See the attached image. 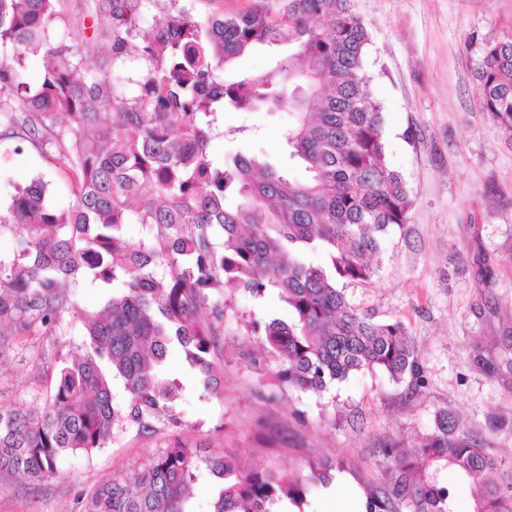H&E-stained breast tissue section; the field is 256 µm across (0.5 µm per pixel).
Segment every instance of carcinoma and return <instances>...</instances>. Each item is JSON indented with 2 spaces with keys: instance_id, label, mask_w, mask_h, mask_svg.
Returning a JSON list of instances; mask_svg holds the SVG:
<instances>
[{
  "instance_id": "cac0c4a2",
  "label": "carcinoma",
  "mask_w": 512,
  "mask_h": 512,
  "mask_svg": "<svg viewBox=\"0 0 512 512\" xmlns=\"http://www.w3.org/2000/svg\"><path fill=\"white\" fill-rule=\"evenodd\" d=\"M56 0H0V124L67 168L72 202L47 199L38 177L15 188L0 227L19 226L13 261H0V334L54 329L81 281L117 292L99 312L79 315L87 351L59 368L39 409L0 404V471L34 480L59 477L61 458L91 455L124 426L177 429L181 392L165 368L178 347L205 392L223 393L213 359L224 335V289L260 299L276 289L288 319L256 317L245 328L278 361L277 378L297 393H321L364 371L424 384L420 356L400 321L378 322L348 303L347 284L377 273L372 259L390 230L408 222L413 199L389 167L381 105L364 68L369 34L351 0H275L226 17L195 18L184 5L145 28L143 0H104L112 56L134 42L147 67L128 97L84 70L53 43ZM287 42L295 51L272 70L236 69L256 48ZM42 54L38 83L23 75ZM479 106L512 133V33L483 44ZM245 113L288 110L278 166L242 150L219 157L210 144L225 107ZM135 222L148 231L125 236ZM109 371H104L102 365ZM127 403H114L110 378ZM390 464L366 512H455L444 473L474 487L471 512H512V483L448 411L409 450L385 447ZM200 451L172 441L142 469L99 486L84 512H191ZM341 464L312 459L283 475L211 461L223 480L209 512H274L328 487Z\"/></svg>"
}]
</instances>
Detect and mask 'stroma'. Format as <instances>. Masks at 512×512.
Instances as JSON below:
<instances>
[{
  "label": "stroma",
  "mask_w": 512,
  "mask_h": 512,
  "mask_svg": "<svg viewBox=\"0 0 512 512\" xmlns=\"http://www.w3.org/2000/svg\"><path fill=\"white\" fill-rule=\"evenodd\" d=\"M370 44L366 68L382 104L386 160L399 171L413 206L390 230L372 281L347 285L348 302L377 321H401L421 354L424 387L410 393L380 371H362L327 392L298 394L281 384L274 359L244 334L250 316L287 319L269 298L256 306L231 296L217 337L224 393L206 395L195 370L174 352L171 375L182 398L180 429L129 427L91 456H69L64 474L42 481L0 471V512H83L81 497L146 464L173 438L203 447V459L228 455L251 467L299 472L308 459L342 462L331 488L308 496L302 512H365L368 489L381 488L378 449L412 448L431 433L438 410L452 412L512 482V133L479 108L475 71L486 40L512 31V0H352ZM50 38L76 46L85 69L118 79L127 94L145 69L138 50L113 57L104 44L112 21L99 0H57ZM288 114L245 116L225 109L215 153L283 152ZM256 126L250 139L235 127ZM48 199L71 200L67 171L53 150L0 136V203L36 177ZM491 278L480 283L478 270ZM110 288L82 282L52 333L0 336V402L42 406L57 370L85 351L77 312L100 308Z\"/></svg>",
  "instance_id": "obj_1"
}]
</instances>
